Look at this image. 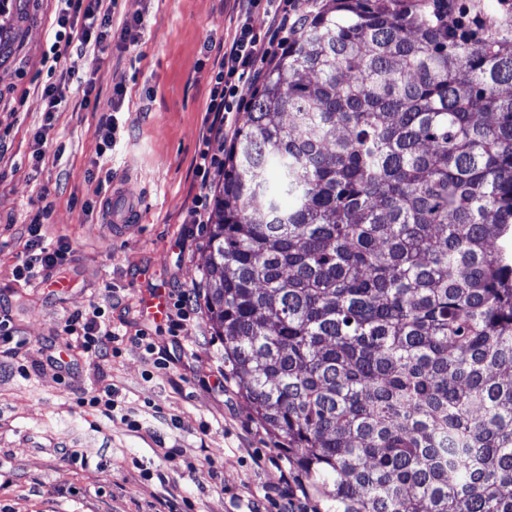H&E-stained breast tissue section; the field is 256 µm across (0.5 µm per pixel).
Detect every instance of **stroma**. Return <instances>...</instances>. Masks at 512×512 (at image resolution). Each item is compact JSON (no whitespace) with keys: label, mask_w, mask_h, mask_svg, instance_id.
Returning a JSON list of instances; mask_svg holds the SVG:
<instances>
[{"label":"stroma","mask_w":512,"mask_h":512,"mask_svg":"<svg viewBox=\"0 0 512 512\" xmlns=\"http://www.w3.org/2000/svg\"><path fill=\"white\" fill-rule=\"evenodd\" d=\"M62 7L0 0V317L21 341L0 351V512H161L169 501L181 512H283L290 500L325 512L237 387L210 386L224 347L200 286L208 227L191 209L236 0H117L109 36L83 54L52 51ZM49 81L63 96L51 116ZM116 188L140 204L119 236L106 213ZM35 220L71 248L46 285L19 275ZM160 289L190 315L180 335L144 315ZM96 308L121 332L116 352L99 359L65 327ZM52 352L69 373L47 363ZM107 390L112 410L91 405Z\"/></svg>","instance_id":"1"}]
</instances>
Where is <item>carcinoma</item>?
Here are the masks:
<instances>
[{
	"mask_svg": "<svg viewBox=\"0 0 512 512\" xmlns=\"http://www.w3.org/2000/svg\"><path fill=\"white\" fill-rule=\"evenodd\" d=\"M224 161V377L325 512H512V0H330Z\"/></svg>",
	"mask_w": 512,
	"mask_h": 512,
	"instance_id": "cac0c4a2",
	"label": "carcinoma"
}]
</instances>
